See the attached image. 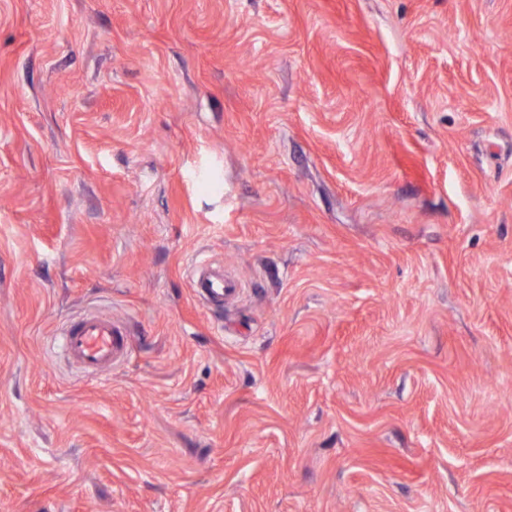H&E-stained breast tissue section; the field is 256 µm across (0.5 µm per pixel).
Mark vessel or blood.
<instances>
[{
	"label": "vessel or blood",
	"instance_id": "b4317fda",
	"mask_svg": "<svg viewBox=\"0 0 512 512\" xmlns=\"http://www.w3.org/2000/svg\"><path fill=\"white\" fill-rule=\"evenodd\" d=\"M195 296L206 304H223L237 292L234 280L213 272L206 263H196L190 276ZM128 330L112 319L91 314L72 324L64 333L68 356L87 373L101 375L128 356Z\"/></svg>",
	"mask_w": 512,
	"mask_h": 512
}]
</instances>
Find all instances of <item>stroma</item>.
Masks as SVG:
<instances>
[{"mask_svg":"<svg viewBox=\"0 0 512 512\" xmlns=\"http://www.w3.org/2000/svg\"><path fill=\"white\" fill-rule=\"evenodd\" d=\"M0 512H512V0H0ZM190 287L203 303L220 306H224V298L235 295L238 290L234 280L224 277V272H213L205 262L193 265ZM128 330L101 315H87L64 333L68 356L87 373L102 375L128 356Z\"/></svg>","mask_w":512,"mask_h":512,"instance_id":"1","label":"stroma"}]
</instances>
